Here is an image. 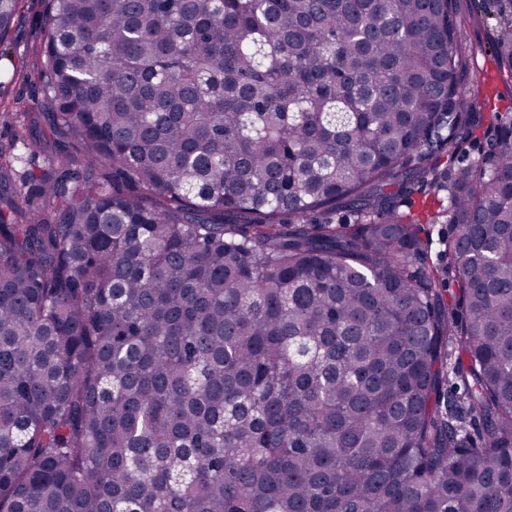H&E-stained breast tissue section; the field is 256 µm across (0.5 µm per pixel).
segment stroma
Masks as SVG:
<instances>
[{
	"label": "stroma",
	"instance_id": "obj_1",
	"mask_svg": "<svg viewBox=\"0 0 512 512\" xmlns=\"http://www.w3.org/2000/svg\"><path fill=\"white\" fill-rule=\"evenodd\" d=\"M457 6L468 56L461 81L488 74V82L482 85L484 94L493 97L496 111L512 113V79L497 70L491 56L496 12L485 11L482 0H457ZM47 23L48 0H21L8 38L0 44V148L7 155L23 156V163L16 166L20 172L47 165L62 150L35 105L42 97L38 60Z\"/></svg>",
	"mask_w": 512,
	"mask_h": 512
}]
</instances>
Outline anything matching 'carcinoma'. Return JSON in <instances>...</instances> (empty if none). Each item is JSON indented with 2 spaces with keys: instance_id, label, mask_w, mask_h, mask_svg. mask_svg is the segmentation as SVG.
Segmentation results:
<instances>
[{
  "instance_id": "1",
  "label": "carcinoma",
  "mask_w": 512,
  "mask_h": 512,
  "mask_svg": "<svg viewBox=\"0 0 512 512\" xmlns=\"http://www.w3.org/2000/svg\"><path fill=\"white\" fill-rule=\"evenodd\" d=\"M48 10L70 150L25 193L0 151V512H512V115L453 0ZM429 233L431 247L428 250V264L430 266H437L438 264L447 262V257L443 252L444 245L451 233V224L439 222L437 224H427L425 226Z\"/></svg>"
}]
</instances>
